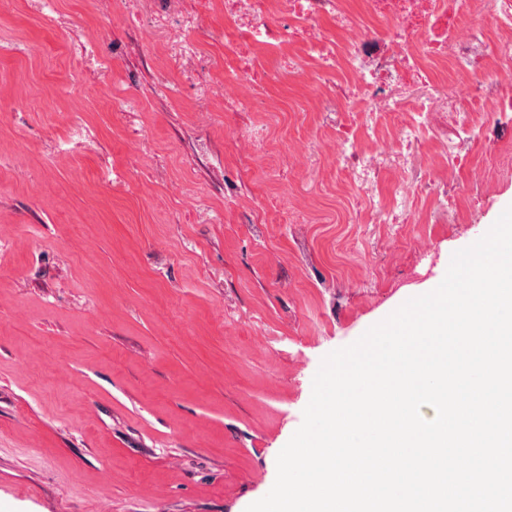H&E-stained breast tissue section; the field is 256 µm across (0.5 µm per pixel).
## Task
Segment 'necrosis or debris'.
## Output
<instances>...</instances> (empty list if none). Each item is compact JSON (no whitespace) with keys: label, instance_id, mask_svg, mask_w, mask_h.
Here are the masks:
<instances>
[{"label":"necrosis or debris","instance_id":"4bbe7bcc","mask_svg":"<svg viewBox=\"0 0 512 512\" xmlns=\"http://www.w3.org/2000/svg\"><path fill=\"white\" fill-rule=\"evenodd\" d=\"M224 109L254 102L277 112L257 53H287L291 78L310 97L289 111L339 126L335 149L321 140L297 151L300 167H333L346 223L463 224V191L448 172L481 142L493 167L512 168V93L499 78L512 62V0H224ZM396 176L383 190L382 175Z\"/></svg>","mask_w":512,"mask_h":512}]
</instances>
